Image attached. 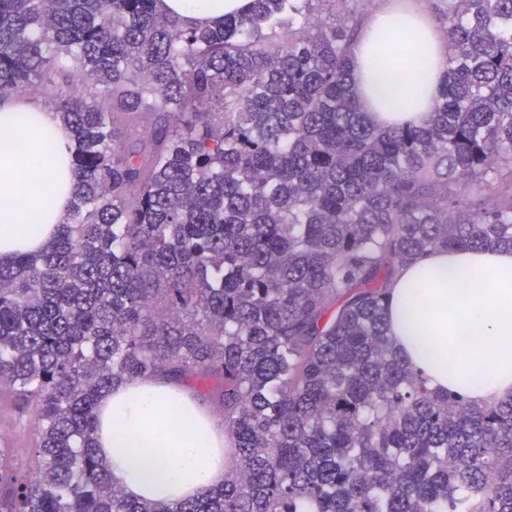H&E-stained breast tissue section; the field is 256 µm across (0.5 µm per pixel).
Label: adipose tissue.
<instances>
[{
  "label": "adipose tissue",
  "instance_id": "adipose-tissue-1",
  "mask_svg": "<svg viewBox=\"0 0 512 512\" xmlns=\"http://www.w3.org/2000/svg\"><path fill=\"white\" fill-rule=\"evenodd\" d=\"M243 0H161L164 12L214 21ZM408 34L412 71L397 62L394 43ZM448 42L425 19L391 8L374 13L353 50L355 91L377 125L419 126L448 69ZM421 95L392 108L397 85ZM71 144L59 115L32 97L0 99V263L40 250L68 209L73 186ZM37 221L25 224L24 213ZM388 334L408 366L438 391L483 406L512 397V250H436L404 266L385 310ZM98 454L129 496L167 508L224 481V432L179 384L145 379L105 392L96 410Z\"/></svg>",
  "mask_w": 512,
  "mask_h": 512
}]
</instances>
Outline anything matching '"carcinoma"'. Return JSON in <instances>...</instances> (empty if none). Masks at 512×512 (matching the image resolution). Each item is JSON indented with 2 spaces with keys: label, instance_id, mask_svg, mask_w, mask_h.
<instances>
[{
  "label": "carcinoma",
  "instance_id": "cac0c4a2",
  "mask_svg": "<svg viewBox=\"0 0 512 512\" xmlns=\"http://www.w3.org/2000/svg\"><path fill=\"white\" fill-rule=\"evenodd\" d=\"M157 2L0 0V98L51 94L75 178L0 266V389L40 426L33 475L0 451V512H160L112 483L94 413L189 376L220 383L224 485L166 512H512V400L431 389L384 316L409 261L512 248V0L438 9L448 71L398 127L356 97L359 0ZM243 0H162L161 9L185 21H214L224 14L237 11Z\"/></svg>",
  "mask_w": 512,
  "mask_h": 512
}]
</instances>
